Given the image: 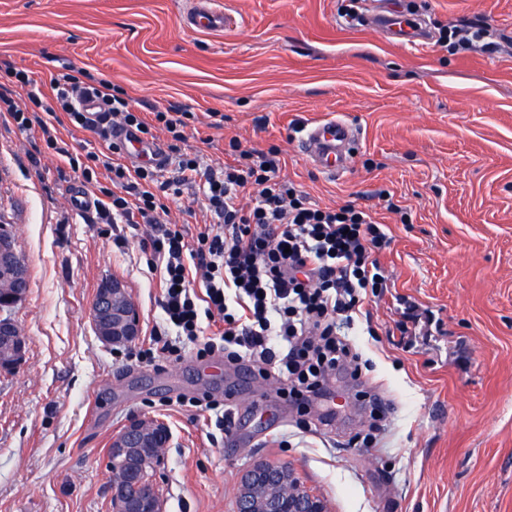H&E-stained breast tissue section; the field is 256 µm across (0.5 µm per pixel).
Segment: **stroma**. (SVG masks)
<instances>
[{
  "label": "stroma",
  "instance_id": "obj_1",
  "mask_svg": "<svg viewBox=\"0 0 512 512\" xmlns=\"http://www.w3.org/2000/svg\"><path fill=\"white\" fill-rule=\"evenodd\" d=\"M189 2L0 0V62L42 86L67 65L110 81L168 149L161 182L184 156L233 163L235 140L277 152L279 177L310 204L369 210L391 238L378 255L387 287L353 337L371 372L331 382L333 420L314 433L325 401L299 414L271 382L236 392L225 431L163 405L213 392L205 362H137L91 322L98 289L116 279L149 336L160 290L139 245L152 228L76 214L67 160L39 129L0 121V222L30 274L14 310L25 358L0 372V512H112L109 448L135 417L170 431L155 471L164 512H236L240 475L258 460L288 464L330 512H512V0H395L431 31L415 48L342 26L349 0H213L235 22L210 34L187 24ZM484 22L493 50L441 37ZM172 105L190 113L176 151L152 113ZM330 117L360 130L336 177L296 139ZM161 201L191 235L213 218L200 177ZM409 303L434 321L403 338ZM370 389L388 403L382 432L349 446L367 433L357 393Z\"/></svg>",
  "mask_w": 512,
  "mask_h": 512
}]
</instances>
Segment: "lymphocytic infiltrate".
Segmentation results:
<instances>
[{
    "instance_id": "lymphocytic-infiltrate-1",
    "label": "lymphocytic infiltrate",
    "mask_w": 512,
    "mask_h": 512,
    "mask_svg": "<svg viewBox=\"0 0 512 512\" xmlns=\"http://www.w3.org/2000/svg\"><path fill=\"white\" fill-rule=\"evenodd\" d=\"M82 70L68 68L51 80L44 94L23 72L14 86L0 84V112L21 129L47 131L59 114L80 127L87 94L100 101L97 135L104 150L88 152L80 165L57 138L47 139L67 157L84 186H113L107 199H95L99 219L110 224H157L161 230L142 246L151 279L160 288L162 321L153 326L149 346L137 359L161 352L180 357L177 338L191 344L197 358L223 359L225 368L247 362L261 380H276L278 393L295 399L323 396L337 374H361V357L346 337L364 305L385 288L376 255L387 248L385 225L353 203L336 209L310 205L277 174L268 155L242 150L236 165L209 170L207 198L217 223L204 224L193 238L161 226L152 171L113 162L119 153L106 126L110 117L139 133L148 123L133 112L109 82L90 86ZM23 87L32 110L19 107L14 87ZM257 189L252 206L240 203L246 188Z\"/></svg>"
}]
</instances>
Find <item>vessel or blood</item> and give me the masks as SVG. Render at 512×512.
<instances>
[{
    "instance_id": "obj_1",
    "label": "vessel or blood",
    "mask_w": 512,
    "mask_h": 512,
    "mask_svg": "<svg viewBox=\"0 0 512 512\" xmlns=\"http://www.w3.org/2000/svg\"><path fill=\"white\" fill-rule=\"evenodd\" d=\"M186 20L194 30L211 32L230 25L233 18L229 14L214 11L207 0H194ZM376 27L402 46L419 47L427 45L429 41L426 30L413 29L400 18L397 11L388 6L383 7ZM112 138L120 142L126 156L134 161L150 159L160 165L165 160L159 145H145L137 134L121 126H113ZM358 140L359 131L352 123L331 118L306 125L301 131L300 145L318 170L335 176L349 169Z\"/></svg>"
}]
</instances>
